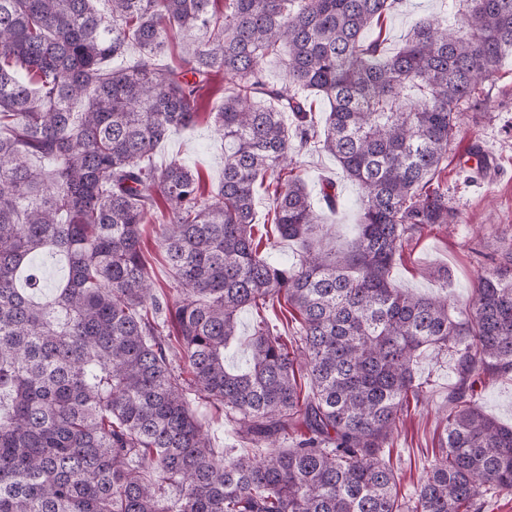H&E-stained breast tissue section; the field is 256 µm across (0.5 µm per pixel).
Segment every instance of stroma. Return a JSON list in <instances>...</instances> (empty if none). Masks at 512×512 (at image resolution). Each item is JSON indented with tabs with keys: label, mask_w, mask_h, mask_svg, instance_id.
<instances>
[{
	"label": "stroma",
	"mask_w": 512,
	"mask_h": 512,
	"mask_svg": "<svg viewBox=\"0 0 512 512\" xmlns=\"http://www.w3.org/2000/svg\"><path fill=\"white\" fill-rule=\"evenodd\" d=\"M448 0H404L380 27L367 31V39H381L387 52L401 48L420 20L444 15ZM482 102L479 112L463 107L462 116L448 148V158L433 184L447 192L448 202L461 221L446 228H428L405 245L402 257L391 270L394 283L417 295L445 294L457 306L468 303L473 282L481 268L489 266L500 250L501 239L512 237V57L503 59L489 79L476 90ZM221 84L204 94L203 113L185 129L173 131L156 148L153 162L164 167L171 160L184 161L198 172L205 189H212L224 171V142L216 134L208 115L220 102ZM483 148L493 161L484 174L469 169L466 161L472 148ZM298 172L311 192H319L326 181L336 184L341 204L336 211L321 210L327 234L323 244L338 251L353 239L360 217L361 187L342 180L335 158L320 143H312L295 156ZM255 222L269 255L296 261L297 242L277 236L269 215L266 190H258ZM428 399L424 405L405 408L385 457L397 474L401 498L414 496L429 462L438 453L443 437L441 411L457 381L454 360L444 351L425 349L416 364ZM476 401L488 414L512 425V377L486 380L477 389Z\"/></svg>",
	"instance_id": "obj_1"
}]
</instances>
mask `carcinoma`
Here are the masks:
<instances>
[{
    "mask_svg": "<svg viewBox=\"0 0 512 512\" xmlns=\"http://www.w3.org/2000/svg\"><path fill=\"white\" fill-rule=\"evenodd\" d=\"M91 2L0 0V512H467L512 495V427L475 403L476 384L512 375V241L460 312L391 278L409 239L459 221L431 182L462 104L512 56V0H450L452 22H417L390 54L365 32L401 0ZM283 47L270 89L263 63ZM221 74L224 175L207 193L150 156ZM311 96L330 108L322 148L362 189L358 234L334 256L292 161L317 137ZM270 177L297 264L255 243ZM335 187L320 191L330 211ZM147 224L174 301L146 271ZM41 253L61 279L44 281ZM276 303L295 335L261 320L245 366L228 365L240 310ZM428 347L454 355L458 384L404 500L383 449L427 400ZM195 403L265 452L215 447Z\"/></svg>",
    "mask_w": 512,
    "mask_h": 512,
    "instance_id": "1",
    "label": "carcinoma"
}]
</instances>
